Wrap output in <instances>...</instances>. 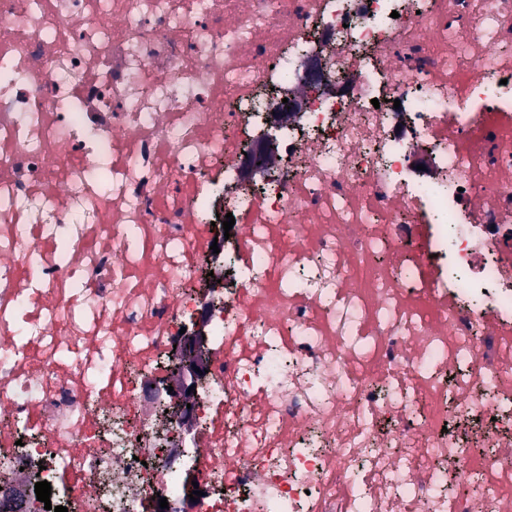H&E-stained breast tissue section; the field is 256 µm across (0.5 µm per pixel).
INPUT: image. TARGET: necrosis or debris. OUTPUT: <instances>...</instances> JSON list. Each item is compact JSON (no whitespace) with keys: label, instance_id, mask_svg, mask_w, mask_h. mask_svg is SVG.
Returning <instances> with one entry per match:
<instances>
[{"label":"necrosis or debris","instance_id":"obj_1","mask_svg":"<svg viewBox=\"0 0 512 512\" xmlns=\"http://www.w3.org/2000/svg\"><path fill=\"white\" fill-rule=\"evenodd\" d=\"M0 71V512H512V0H0ZM273 111L275 114L270 112V123L266 124V129L257 137V141L261 147L260 152L257 154L255 159V165L257 162H262L265 158L272 154L273 148L276 144V132L283 125L287 124L288 118L291 116V112H288L286 103H280Z\"/></svg>","mask_w":512,"mask_h":512}]
</instances>
